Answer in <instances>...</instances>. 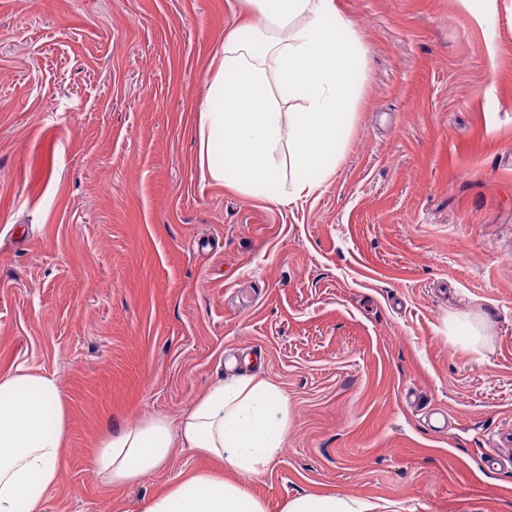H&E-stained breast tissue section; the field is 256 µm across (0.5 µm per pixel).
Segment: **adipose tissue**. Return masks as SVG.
I'll return each mask as SVG.
<instances>
[{"instance_id":"ef3b65f1","label":"adipose tissue","mask_w":512,"mask_h":512,"mask_svg":"<svg viewBox=\"0 0 512 512\" xmlns=\"http://www.w3.org/2000/svg\"><path fill=\"white\" fill-rule=\"evenodd\" d=\"M262 26L228 33L198 106V160L216 183L280 203L307 199L334 172L356 116L363 47L335 0H245ZM287 397L258 376L218 383L178 418L155 415L105 436L92 459L108 487L164 468L174 444L215 459L233 480L199 473L145 512H266L245 481L264 476L288 433ZM68 412L53 375L0 372V512H38L58 482ZM354 495L302 494L283 512H374Z\"/></svg>"}]
</instances>
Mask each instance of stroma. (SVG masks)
<instances>
[{
  "label": "stroma",
  "mask_w": 512,
  "mask_h": 512,
  "mask_svg": "<svg viewBox=\"0 0 512 512\" xmlns=\"http://www.w3.org/2000/svg\"><path fill=\"white\" fill-rule=\"evenodd\" d=\"M365 78L334 175L217 186L197 107L242 0H0V372L69 414L41 512H144L214 460L106 488L105 434L261 374L288 436L248 488L512 512V0H336ZM475 313L489 342L448 333Z\"/></svg>",
  "instance_id": "1"
}]
</instances>
